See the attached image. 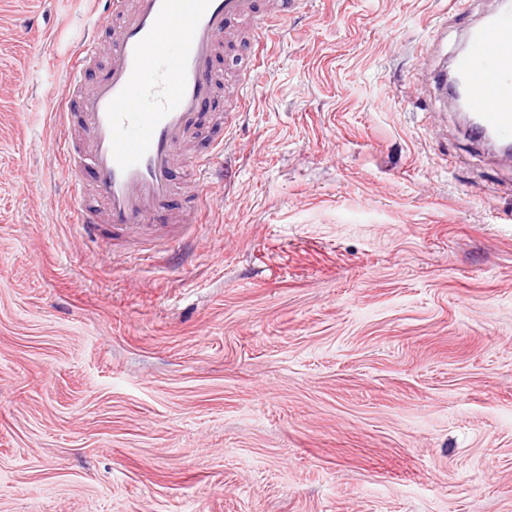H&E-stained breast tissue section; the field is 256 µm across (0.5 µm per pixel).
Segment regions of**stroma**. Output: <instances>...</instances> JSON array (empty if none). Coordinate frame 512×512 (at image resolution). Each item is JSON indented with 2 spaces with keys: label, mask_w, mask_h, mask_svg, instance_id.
Masks as SVG:
<instances>
[{
  "label": "stroma",
  "mask_w": 512,
  "mask_h": 512,
  "mask_svg": "<svg viewBox=\"0 0 512 512\" xmlns=\"http://www.w3.org/2000/svg\"><path fill=\"white\" fill-rule=\"evenodd\" d=\"M496 6L304 0L125 260L51 114L103 6L0 0V512H512V165L434 82Z\"/></svg>",
  "instance_id": "stroma-1"
}]
</instances>
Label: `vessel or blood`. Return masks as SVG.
Returning <instances> with one entry per match:
<instances>
[{
  "instance_id": "1",
  "label": "vessel or blood",
  "mask_w": 512,
  "mask_h": 512,
  "mask_svg": "<svg viewBox=\"0 0 512 512\" xmlns=\"http://www.w3.org/2000/svg\"><path fill=\"white\" fill-rule=\"evenodd\" d=\"M103 2L97 31L79 48L53 110L77 201L74 227L95 242L174 241L199 223V197L214 192L225 136L248 101L253 56L300 0ZM225 45L236 49L243 77L217 113L214 61ZM437 83L445 94H461L477 143L512 148L511 6L468 27L464 49ZM207 126L208 154L191 153ZM91 191L101 211L87 206Z\"/></svg>"
}]
</instances>
